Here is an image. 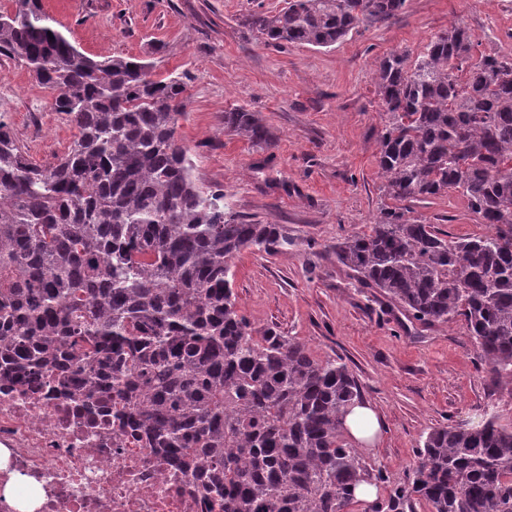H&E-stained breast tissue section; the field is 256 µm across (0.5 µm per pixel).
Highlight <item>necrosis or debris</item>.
<instances>
[{
  "label": "necrosis or debris",
  "instance_id": "4bbe7bcc",
  "mask_svg": "<svg viewBox=\"0 0 512 512\" xmlns=\"http://www.w3.org/2000/svg\"><path fill=\"white\" fill-rule=\"evenodd\" d=\"M15 476L41 494L32 512H222L96 398L47 378L0 389V512H19L4 496Z\"/></svg>",
  "mask_w": 512,
  "mask_h": 512
}]
</instances>
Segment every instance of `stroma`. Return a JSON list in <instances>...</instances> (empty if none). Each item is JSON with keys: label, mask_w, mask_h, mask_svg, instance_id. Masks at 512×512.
Listing matches in <instances>:
<instances>
[{"label": "stroma", "mask_w": 512, "mask_h": 512, "mask_svg": "<svg viewBox=\"0 0 512 512\" xmlns=\"http://www.w3.org/2000/svg\"><path fill=\"white\" fill-rule=\"evenodd\" d=\"M286 0H39L57 28L95 60L137 58L183 74L179 120L196 185L224 193V209L280 225L284 251H244L233 288L255 329L298 337L320 360H340L375 405L383 431L363 449L382 472L381 492L403 484L419 443L438 426L495 412L512 426V389L494 386L461 324L420 325L340 265L336 240L370 230L382 203L378 174L383 109L374 71L394 50L417 57L462 23L479 52L512 56V0H406L395 17L361 25L330 48L266 45L246 21ZM26 65L0 56V122L29 158L53 162L75 130ZM256 113L271 141L258 146L224 126L225 113ZM409 219L452 236L482 235L466 199L451 191L406 200Z\"/></svg>", "instance_id": "stroma-1"}]
</instances>
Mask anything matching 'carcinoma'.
I'll list each match as a JSON object with an SVG mask.
<instances>
[{"label": "carcinoma", "mask_w": 512, "mask_h": 512, "mask_svg": "<svg viewBox=\"0 0 512 512\" xmlns=\"http://www.w3.org/2000/svg\"><path fill=\"white\" fill-rule=\"evenodd\" d=\"M0 11V55L51 92L76 129L49 165L0 122V376L47 371L122 396L152 448L204 480L224 512H348L370 479L343 421L362 394L347 366L256 331L232 288L243 251L288 244L277 224L226 215L192 177L178 133L187 84L126 58L96 61L38 0ZM405 0H288L248 25L266 44L330 47ZM457 24L416 58L376 70L386 121L378 173L399 202L455 190L488 235L447 239L385 205L370 232L336 241L337 263L422 324L459 322L492 382L512 386V57H474ZM224 126L270 141L253 112ZM410 481L372 512H512V426L433 429Z\"/></svg>", "instance_id": "carcinoma-1"}]
</instances>
